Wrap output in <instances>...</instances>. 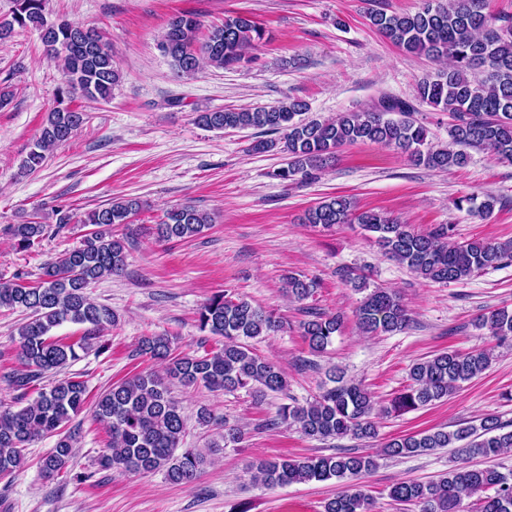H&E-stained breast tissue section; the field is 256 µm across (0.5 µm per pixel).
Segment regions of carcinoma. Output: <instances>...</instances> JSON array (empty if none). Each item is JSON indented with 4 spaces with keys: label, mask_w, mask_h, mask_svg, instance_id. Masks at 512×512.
I'll use <instances>...</instances> for the list:
<instances>
[{
    "label": "carcinoma",
    "mask_w": 512,
    "mask_h": 512,
    "mask_svg": "<svg viewBox=\"0 0 512 512\" xmlns=\"http://www.w3.org/2000/svg\"><path fill=\"white\" fill-rule=\"evenodd\" d=\"M12 2L10 17L0 19V41L27 29L38 31L45 54L61 62L67 77L66 87L58 93L61 106L48 113L40 138L22 161L21 169L32 172L43 164L51 148L69 141L85 123L84 111L65 105L73 91L80 90L90 100H107L121 75L95 29L48 20L47 0ZM486 5L487 0H442L414 14L375 11L368 15L381 36L406 52L448 60V66L424 76L416 85L417 101L453 117L446 146H434L428 129L410 118L414 105L394 97H383L367 110L341 112L324 121L301 118L307 110L301 100L250 109L205 110L197 113L196 121L210 130L255 128L272 135L255 141L251 150L276 149L288 155L287 165L272 172L282 182L309 177L339 148L367 142L389 147L413 164L435 170L464 165L468 148L489 149L497 159L512 162V18L491 15ZM199 27L200 21L192 14L174 16L159 43L163 55L186 76L197 74L205 62L215 68L233 67L242 61L247 47L263 38L260 27L240 16L212 27L206 39L197 44ZM392 113L400 118H391ZM495 204L490 196L480 201L474 195L455 202L458 209L465 207L485 216L493 213ZM140 209L137 198L112 200L84 220L97 230L80 246L46 263L37 283H0V307L31 311V318L17 330L21 369L9 376V384L23 394L31 389L37 393L17 410L0 409V476L20 470L26 448L52 436L57 437L54 448L40 459L43 477L55 478L68 467L74 437L64 427L82 412L87 386L82 380L59 374L78 359L77 350L94 347L101 328L115 322L112 309L92 300L87 289L105 276L124 271V238L112 236V225L129 223ZM305 220L324 229L357 224L376 235L385 256L434 283L459 282L512 260L511 239H470L452 245L448 242L453 231L450 224L417 233L386 214L356 212L345 196L319 202ZM210 224L208 214L186 203L167 211L165 220L155 225V235L164 241L186 239ZM45 231L46 226L38 221L9 226V233L24 250ZM318 286L315 278L290 275L285 292L303 302L313 297ZM305 314L302 337L311 353L322 354L341 330L344 317L315 307L306 308ZM355 318L359 329L372 335L401 332L410 322L401 298L387 288H375L367 294ZM65 322L89 324L91 328L74 343L52 339L51 331ZM197 323L200 331L222 338L220 346L201 354H176L169 337L145 336L139 340L136 354L164 362L165 375L132 376L97 398L94 416L111 435L98 458L100 468L142 474L161 470L173 484H189L201 476L209 459L196 448H181L186 424L169 387L172 381L183 387L203 384L226 393L245 390L256 400L287 388L281 368L258 354L251 344L278 331L281 321L273 315L222 292L200 307ZM476 326L505 340L512 337V311H489L477 318ZM490 364L491 352L486 349L440 352L411 366L410 384L387 406L378 405L365 386L344 380L342 373L333 369L313 400L280 407L272 424L295 426L306 437L319 441L374 439L378 436V417L410 412L445 399ZM49 376L54 380L42 384ZM437 448L455 449L460 463L433 480H403L392 485L388 493L391 500L413 505L419 512H459L463 497L481 493L479 512H512V472L468 465L473 457H496L512 451L508 425L487 416L478 426L393 438L385 443L383 453L389 458H403ZM377 466L371 455L341 452L259 459L250 465V473L252 482L272 487L334 478L339 488L323 512H373L374 502L361 489L359 480Z\"/></svg>",
    "instance_id": "carcinoma-1"
}]
</instances>
